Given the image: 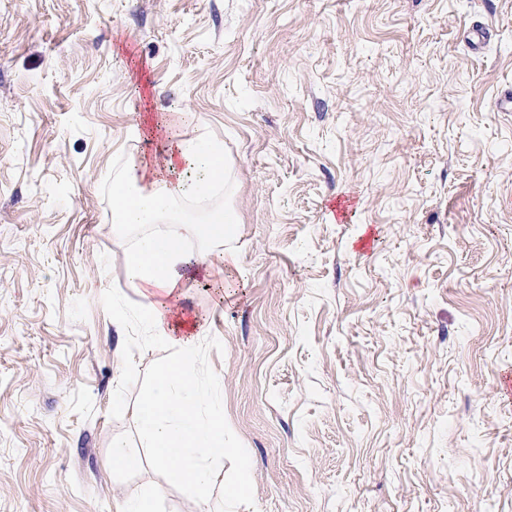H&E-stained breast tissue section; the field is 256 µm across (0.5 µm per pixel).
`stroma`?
<instances>
[{
	"label": "stroma",
	"instance_id": "1",
	"mask_svg": "<svg viewBox=\"0 0 512 512\" xmlns=\"http://www.w3.org/2000/svg\"><path fill=\"white\" fill-rule=\"evenodd\" d=\"M508 89L512 0H0V512L197 510L133 420L177 351L126 283L145 225L112 222L185 111L228 190L178 211L237 220L184 300L213 512H512Z\"/></svg>",
	"mask_w": 512,
	"mask_h": 512
}]
</instances>
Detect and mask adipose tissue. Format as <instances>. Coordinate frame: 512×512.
<instances>
[{"label":"adipose tissue","instance_id":"1","mask_svg":"<svg viewBox=\"0 0 512 512\" xmlns=\"http://www.w3.org/2000/svg\"><path fill=\"white\" fill-rule=\"evenodd\" d=\"M177 125V116L161 115L156 124L161 157L133 163L114 184L112 221L121 227L167 224L162 237L141 239L125 263V278L142 296L141 314L152 336L179 352L159 372L133 419L151 442L155 464L202 498L225 451L223 417L212 409L220 384L199 378L202 317L183 309L181 301L200 278L211 277L215 264L230 265L235 258L192 253L185 246L195 237L224 239L232 216L222 211L192 222L173 214L175 203L202 197L226 176L222 150L184 138Z\"/></svg>","mask_w":512,"mask_h":512}]
</instances>
